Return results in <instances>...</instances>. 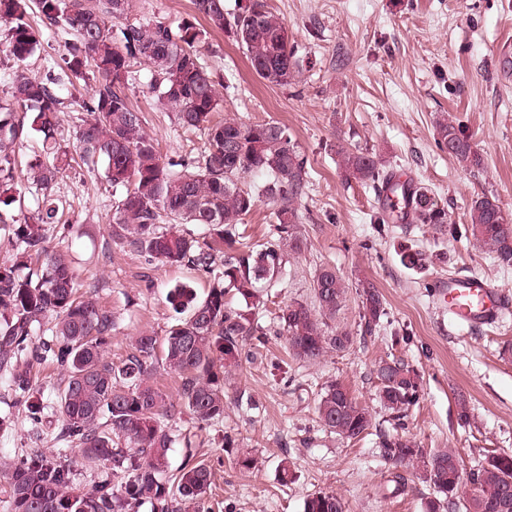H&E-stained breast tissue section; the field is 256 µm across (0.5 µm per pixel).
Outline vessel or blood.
<instances>
[{
	"mask_svg": "<svg viewBox=\"0 0 512 512\" xmlns=\"http://www.w3.org/2000/svg\"><path fill=\"white\" fill-rule=\"evenodd\" d=\"M441 297L444 309L469 325L493 323L512 309V298L503 296L491 279L477 274L449 276Z\"/></svg>",
	"mask_w": 512,
	"mask_h": 512,
	"instance_id": "b4317fda",
	"label": "vessel or blood"
}]
</instances>
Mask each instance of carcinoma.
<instances>
[{
  "mask_svg": "<svg viewBox=\"0 0 512 512\" xmlns=\"http://www.w3.org/2000/svg\"><path fill=\"white\" fill-rule=\"evenodd\" d=\"M35 3L43 24L75 37L65 43L61 74L44 79L20 70L9 98L0 101V205L13 198L7 187L14 180L11 154L25 131L35 132L46 160L29 165L27 182L42 196V205L14 225V263L0 266V369L9 373L14 404L33 424L45 406L34 393L33 364L20 366L34 336L52 324V339L35 351L38 361H51L65 375L58 389L60 437L80 451L81 465L109 470L97 486L86 490L73 483L71 470L33 450L0 468L7 512H138L145 502L152 512H208L205 497L212 470L193 453L176 473H169L171 436L162 426L187 413L200 427L224 419V386L241 366L244 341L260 332L258 315L268 311L256 283L281 273L286 255L301 251L299 202L308 184V159L277 122L245 124L236 118L215 121L222 108L216 75L200 61L196 47L207 30L220 31L241 45L250 65L265 82L285 87L302 64L286 35L288 25L265 7L263 0H245L229 11L224 0H194L207 27L183 21L173 28L162 22L112 20L127 14L129 0H0V40L7 56L21 67L41 47L39 34L28 22ZM148 68L147 86L158 103L187 130L204 132V149L190 161L161 159L158 144L144 128V117L130 104L127 90L135 80L134 65ZM91 78L95 90L83 102L86 117L76 125L75 152L86 163H105V177L125 192L115 202L112 237L131 250L163 265L189 264L214 275L207 297L197 300L187 285L168 295L176 310H188L163 341L150 333L135 339L130 352L116 365L106 356L115 327L112 310L79 295V276L71 261L50 249L44 226L55 223L58 206L50 192L72 155L59 142L62 99L55 91L62 77ZM438 145L465 168L479 169L481 155L456 124L438 122ZM344 178L393 195L408 197L411 207L398 212L384 204L374 219L376 230L387 224H433L454 237L461 227L451 221L432 192L409 185L385 171L373 153L342 149ZM264 174L255 190L239 181ZM266 200L272 204L271 235L250 243L239 224ZM472 236L487 248L501 269L512 268V222L505 219L494 194L476 196L469 210ZM193 224L201 233L182 230ZM41 259L35 277L19 274L32 256ZM313 304L293 300L275 312L289 352L315 363L331 352H342L352 334L331 325L345 306L347 286L336 268L321 265L312 277ZM235 292L245 303L233 308L226 295ZM362 335L372 334L386 315V301L369 281L359 284ZM166 367L181 375L173 399L153 384L156 350ZM380 381L381 410L394 427L404 426L419 403L423 378L404 359L392 356L375 369ZM321 428L342 439L355 440L375 425V415L359 404L338 380L317 393L315 406ZM381 457L391 465L386 479L390 495L403 493L408 482L428 484L434 496L423 512H512V454L489 457L464 473L453 448L425 449L399 432L379 431ZM473 485L472 494L458 504L460 481ZM118 481L121 493L111 491ZM304 512H345L333 491L308 498Z\"/></svg>",
  "mask_w": 512,
  "mask_h": 512,
  "instance_id": "carcinoma-1",
  "label": "carcinoma"
}]
</instances>
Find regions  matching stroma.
<instances>
[{"mask_svg": "<svg viewBox=\"0 0 512 512\" xmlns=\"http://www.w3.org/2000/svg\"><path fill=\"white\" fill-rule=\"evenodd\" d=\"M288 25L303 61L293 84L273 86L252 70L242 47L214 32L199 44L204 64L221 74L222 113L244 123L278 122L307 155L310 190L300 203L306 245L289 255L283 275L259 281L260 293L284 305L312 301L316 266L329 264L349 282L337 327L354 332L346 351L319 362L289 356L273 324L262 340H248L242 366L227 384L222 422L200 429L190 417L166 421L173 439L169 468L185 459L193 441L212 468L210 512H304L311 495L333 491L347 512H422L430 489L410 483L394 498L385 495L388 464L374 436L343 440L323 431L315 413L321 385L339 380L364 406H379L373 370L395 355L423 377L420 401L406 431L422 447L453 448L464 470L478 468L495 453L512 452V310L493 324L468 326L440 313L438 287L452 274H481L512 297V269L495 265L471 235L452 238L430 224H393L379 234L372 219L378 202L360 182H344L338 146L376 153L385 170L431 189L452 221L465 224L477 194L498 196L512 221V78L499 71L497 55L512 34V0H265ZM196 16L193 0H131V21L178 25ZM92 84L58 91L64 101L60 142L74 145L80 102ZM131 104L145 118L163 160L197 156L201 132L180 128L145 83L130 87ZM459 124L482 157L469 171L437 145L436 124ZM54 193L65 203L59 223L46 227L50 247L66 252L79 273L81 291L112 309L117 326L108 357L131 350L147 331L165 336L180 321L166 301L171 288L187 284L205 298L213 277L188 266L148 261L113 239L114 192L103 168L76 165L57 180ZM13 203L0 209V264L10 261L15 222L33 213L37 196L16 176ZM419 251L424 269L405 266L401 254ZM367 280L386 300L387 315L375 335H358L361 299L356 286ZM471 406L461 421L458 398ZM0 463L24 448L70 465L74 483L92 489L96 475L76 462L77 448L58 439L57 413L31 424L13 405L7 374L0 371ZM234 447L222 448L224 435ZM254 460L240 469V454ZM288 475H281L282 465Z\"/></svg>", "mask_w": 512, "mask_h": 512, "instance_id": "1", "label": "stroma"}]
</instances>
